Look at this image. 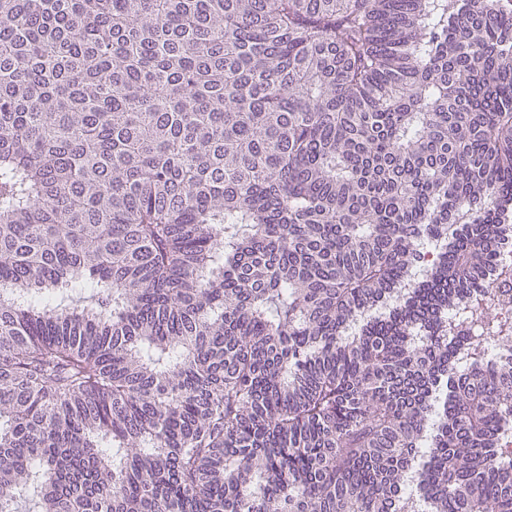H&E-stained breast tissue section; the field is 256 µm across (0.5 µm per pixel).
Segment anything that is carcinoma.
I'll list each match as a JSON object with an SVG mask.
<instances>
[{
    "instance_id": "obj_1",
    "label": "carcinoma",
    "mask_w": 512,
    "mask_h": 512,
    "mask_svg": "<svg viewBox=\"0 0 512 512\" xmlns=\"http://www.w3.org/2000/svg\"><path fill=\"white\" fill-rule=\"evenodd\" d=\"M508 244L512 0H0V512H512Z\"/></svg>"
}]
</instances>
